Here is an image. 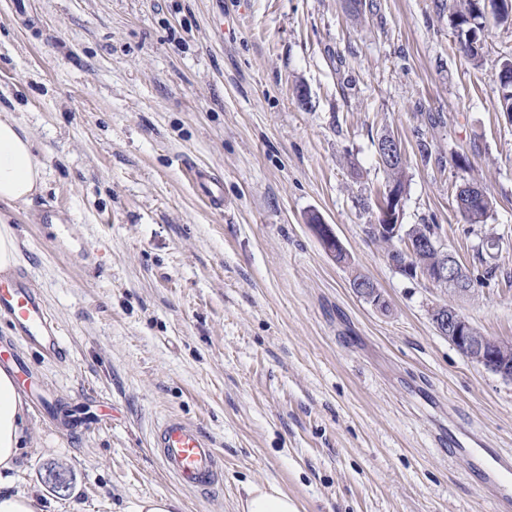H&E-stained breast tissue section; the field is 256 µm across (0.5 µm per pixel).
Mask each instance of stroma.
Masks as SVG:
<instances>
[{
    "label": "stroma",
    "instance_id": "obj_1",
    "mask_svg": "<svg viewBox=\"0 0 512 512\" xmlns=\"http://www.w3.org/2000/svg\"><path fill=\"white\" fill-rule=\"evenodd\" d=\"M449 3L0 0V114L45 166L42 192L0 213L65 351L41 355L0 317V348L41 395L13 490L41 512H128L145 496L240 512L250 483L277 484L299 512H512L448 450L453 434L512 455V382L431 320L449 302L512 343V122L497 82L512 26L490 25L474 64ZM385 133L406 159L401 224L434 225L471 293L402 275L368 236ZM191 165L223 179V211ZM467 181L493 202L485 223L456 207ZM52 209L66 221L44 223ZM359 274L387 311L355 294ZM170 414L224 460L209 498L150 450Z\"/></svg>",
    "mask_w": 512,
    "mask_h": 512
}]
</instances>
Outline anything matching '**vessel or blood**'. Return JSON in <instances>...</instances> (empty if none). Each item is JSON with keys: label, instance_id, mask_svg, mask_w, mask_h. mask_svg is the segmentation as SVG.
Masks as SVG:
<instances>
[{"label": "vessel or blood", "instance_id": "vessel-or-blood-1", "mask_svg": "<svg viewBox=\"0 0 512 512\" xmlns=\"http://www.w3.org/2000/svg\"><path fill=\"white\" fill-rule=\"evenodd\" d=\"M191 176L200 186L211 208L221 209L224 191L220 180L205 169L194 167ZM8 316L16 336L45 355H62L58 330L41 295L31 288L27 277H0V316ZM151 448L165 472L175 483L191 493L208 495L224 483V463L213 441L201 428L175 415L160 420L154 427ZM486 482L499 491L500 501L512 497V457L494 456L483 469Z\"/></svg>", "mask_w": 512, "mask_h": 512}]
</instances>
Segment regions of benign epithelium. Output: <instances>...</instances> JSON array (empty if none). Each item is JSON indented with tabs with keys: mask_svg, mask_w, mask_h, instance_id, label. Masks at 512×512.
Segmentation results:
<instances>
[{
	"mask_svg": "<svg viewBox=\"0 0 512 512\" xmlns=\"http://www.w3.org/2000/svg\"><path fill=\"white\" fill-rule=\"evenodd\" d=\"M380 159L387 166H404L405 157L399 140L387 134L380 141ZM403 192L392 182L386 188V195L379 205L378 229L390 240L404 243V252L412 254L418 250L434 249L438 256L435 267L423 270L424 276L434 284L448 289L451 295H462L465 290L459 284L466 276L465 269L456 257L440 247L435 240L416 239L399 224ZM356 294L372 303L377 309L387 305V300L378 288L368 283L354 287ZM437 331L448 337L459 351L481 364L488 371L505 380L512 381V347L488 340L453 306H441L434 310Z\"/></svg>",
	"mask_w": 512,
	"mask_h": 512,
	"instance_id": "benign-epithelium-1",
	"label": "benign epithelium"
}]
</instances>
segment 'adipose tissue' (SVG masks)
<instances>
[{
  "mask_svg": "<svg viewBox=\"0 0 512 512\" xmlns=\"http://www.w3.org/2000/svg\"><path fill=\"white\" fill-rule=\"evenodd\" d=\"M44 184V165L28 134L13 118L0 117V202L30 203ZM30 411L10 369L0 368V485L18 468L20 451L30 436ZM242 512H298L295 500L278 485L250 484Z\"/></svg>",
  "mask_w": 512,
  "mask_h": 512,
  "instance_id": "obj_1",
  "label": "adipose tissue"
}]
</instances>
